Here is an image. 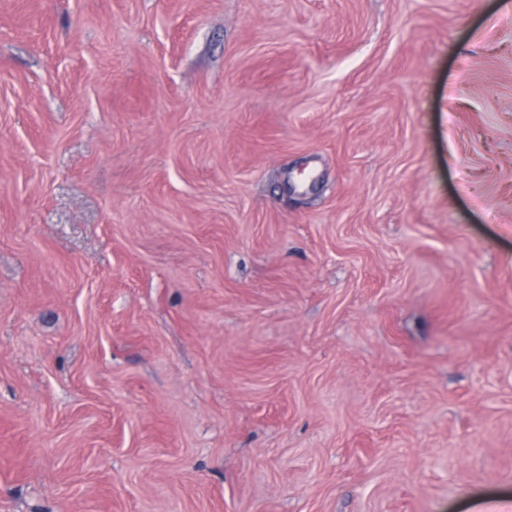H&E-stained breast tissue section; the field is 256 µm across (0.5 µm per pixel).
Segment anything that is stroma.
<instances>
[{
  "mask_svg": "<svg viewBox=\"0 0 512 512\" xmlns=\"http://www.w3.org/2000/svg\"><path fill=\"white\" fill-rule=\"evenodd\" d=\"M0 512H512V0H0Z\"/></svg>",
  "mask_w": 512,
  "mask_h": 512,
  "instance_id": "1",
  "label": "stroma"
}]
</instances>
